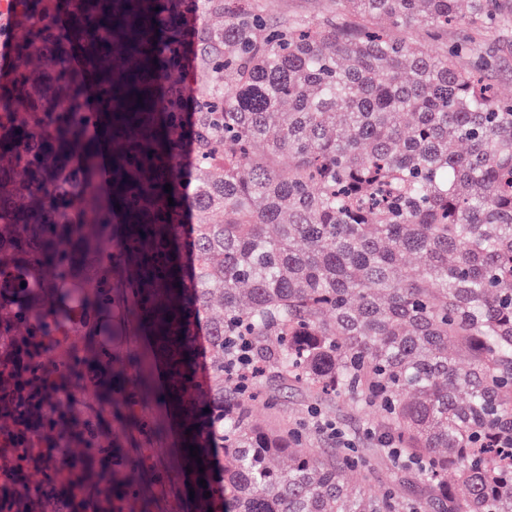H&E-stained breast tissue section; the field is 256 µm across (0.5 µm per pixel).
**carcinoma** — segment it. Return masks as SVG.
Instances as JSON below:
<instances>
[{
	"label": "carcinoma",
	"instance_id": "cac0c4a2",
	"mask_svg": "<svg viewBox=\"0 0 512 512\" xmlns=\"http://www.w3.org/2000/svg\"><path fill=\"white\" fill-rule=\"evenodd\" d=\"M346 2L355 20L306 25L271 22L252 0H204L224 28L196 35V85L172 61L178 25L156 0H38L15 15L0 336L22 354L0 371V440L20 475L43 432L59 429L63 447L14 512H73L58 496L65 473L100 486L81 464L87 448L108 451L97 424L68 437L75 399L32 389L61 374L96 388L83 336L128 304L168 368L159 400L190 431L185 488L200 512H402L390 492H349L348 477H366L354 449L315 457L302 432L253 421L254 382L228 369L237 336L259 372L377 412L380 443L436 512H512V461L487 447L512 434V98L460 63L466 44L429 55L394 35L489 29L512 2L469 0L464 16L461 0ZM121 488L133 494L114 453Z\"/></svg>",
	"mask_w": 512,
	"mask_h": 512
}]
</instances>
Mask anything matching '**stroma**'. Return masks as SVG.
Listing matches in <instances>:
<instances>
[{"label":"stroma","instance_id":"obj_1","mask_svg":"<svg viewBox=\"0 0 512 512\" xmlns=\"http://www.w3.org/2000/svg\"><path fill=\"white\" fill-rule=\"evenodd\" d=\"M265 3L268 18L277 22H323L346 12L343 0H265ZM408 38L414 46L433 55L452 49L460 39H468L471 53L464 58V65L486 63V78L499 93L512 96V22L479 33L461 26L437 32L421 24L409 31ZM118 323L122 329L120 336L110 339L98 331L86 337L85 345L90 352L108 360L148 358L149 347L137 331L135 314L123 310ZM263 387L275 395L276 402L252 404L253 418L259 424L271 428L302 426L305 446L316 456L335 446L332 434L323 427L324 422L336 424L352 440L370 476L362 485L350 482V490L360 489L374 496L392 488L404 502L425 501L421 481L392 463L378 441L368 438V429L377 423L375 413L361 410L344 395L315 401L304 388L284 384L271 373L264 378ZM69 391L76 400L75 422L91 417L105 433L115 434L120 454L128 459L131 469L137 470L135 512H195L183 486L177 431L164 405L154 398L140 397L136 409L141 422L133 425L119 417L116 397L111 391L87 390L78 382L70 384Z\"/></svg>","mask_w":512,"mask_h":512}]
</instances>
